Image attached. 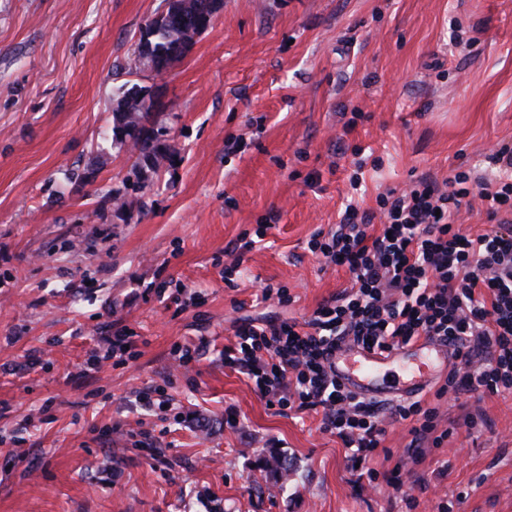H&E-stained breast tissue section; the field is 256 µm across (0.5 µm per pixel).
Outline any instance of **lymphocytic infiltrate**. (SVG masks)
Segmentation results:
<instances>
[{"mask_svg": "<svg viewBox=\"0 0 512 512\" xmlns=\"http://www.w3.org/2000/svg\"><path fill=\"white\" fill-rule=\"evenodd\" d=\"M483 171L428 176L377 197V209L347 204L335 229L317 232L308 250L352 276L350 290L322 302L308 320H266L237 328L224 362L253 382L279 411L322 415L353 463L377 454L384 421H411L408 453L440 445L438 410L414 400L382 411L346 390L331 369L350 341L390 351L424 336L453 350L435 392L512 394V145H501ZM490 223L463 232L458 217L473 201Z\"/></svg>", "mask_w": 512, "mask_h": 512, "instance_id": "lymphocytic-infiltrate-1", "label": "lymphocytic infiltrate"}]
</instances>
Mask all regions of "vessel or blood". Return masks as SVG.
Segmentation results:
<instances>
[{
    "label": "vessel or blood",
    "instance_id": "obj_1",
    "mask_svg": "<svg viewBox=\"0 0 512 512\" xmlns=\"http://www.w3.org/2000/svg\"><path fill=\"white\" fill-rule=\"evenodd\" d=\"M451 359L446 344L430 337L393 351L364 346L337 350L336 377L366 399L407 397L420 390Z\"/></svg>",
    "mask_w": 512,
    "mask_h": 512
}]
</instances>
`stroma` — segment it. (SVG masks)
I'll return each mask as SVG.
<instances>
[{
  "mask_svg": "<svg viewBox=\"0 0 512 512\" xmlns=\"http://www.w3.org/2000/svg\"><path fill=\"white\" fill-rule=\"evenodd\" d=\"M165 7L0 0V512H512V396L484 395L474 426L442 402L450 435L415 461L410 422L386 423L358 469L320 414L268 406L222 356L236 322L301 321L349 287L307 249L348 199L376 208L512 144V0H224L173 68L129 72ZM455 19L477 44L451 43ZM129 81L174 155L140 175L107 134ZM261 224L225 281V248ZM267 285L292 303L257 302ZM113 322L133 359H106ZM178 343L204 350L179 368ZM156 387L173 419L140 406Z\"/></svg>",
  "mask_w": 512,
  "mask_h": 512,
  "instance_id": "1",
  "label": "stroma"
}]
</instances>
